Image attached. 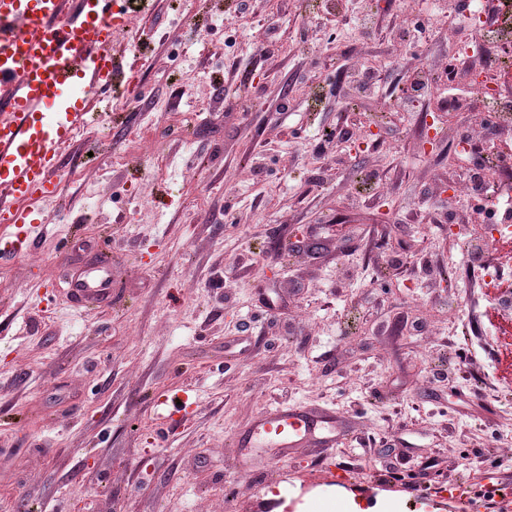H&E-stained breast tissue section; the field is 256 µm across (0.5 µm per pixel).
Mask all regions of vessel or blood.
<instances>
[{"mask_svg":"<svg viewBox=\"0 0 512 512\" xmlns=\"http://www.w3.org/2000/svg\"><path fill=\"white\" fill-rule=\"evenodd\" d=\"M130 17L128 0H0V224L28 223V202L56 195L58 161L93 109L89 90L125 77L112 42ZM69 290L88 304L109 297L111 271L74 273ZM259 427L257 445L270 448L336 441L334 423L317 435L298 409L272 411Z\"/></svg>","mask_w":512,"mask_h":512,"instance_id":"obj_1","label":"vessel or blood"}]
</instances>
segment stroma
Returning a JSON list of instances; mask_svg holds the SVG:
<instances>
[{"label": "stroma", "mask_w": 512, "mask_h": 512, "mask_svg": "<svg viewBox=\"0 0 512 512\" xmlns=\"http://www.w3.org/2000/svg\"><path fill=\"white\" fill-rule=\"evenodd\" d=\"M342 2L150 0L114 41L137 106L98 103L32 204L35 250L0 261V512H488L490 473L512 501L502 338L475 335L493 308L446 224L479 208L450 190L476 155L402 99L413 67L447 66L458 0ZM102 257L111 299L70 300ZM288 407L335 418L330 457L243 464Z\"/></svg>", "instance_id": "stroma-1"}]
</instances>
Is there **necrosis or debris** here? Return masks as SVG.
Masks as SVG:
<instances>
[{
  "label": "necrosis or debris",
  "mask_w": 512,
  "mask_h": 512,
  "mask_svg": "<svg viewBox=\"0 0 512 512\" xmlns=\"http://www.w3.org/2000/svg\"><path fill=\"white\" fill-rule=\"evenodd\" d=\"M455 28L464 36L463 48L449 47L450 64L437 73L418 67L408 78L406 92L417 101H425L435 82L454 84L460 63H467L471 79L463 95L450 100L448 106L458 116L459 134L453 143L457 152L476 149L488 152L487 164L471 179L452 185L454 196L471 193L473 183H483L490 199L505 196L512 200V0H493L483 10L464 9L453 19ZM481 104L491 114L501 132L496 144L477 139L467 111L472 104ZM455 234L461 238L468 254V271L485 292H492L503 273L484 256L494 242L512 238V212L486 223L481 234L471 232L469 225H457Z\"/></svg>",
  "instance_id": "1"
}]
</instances>
